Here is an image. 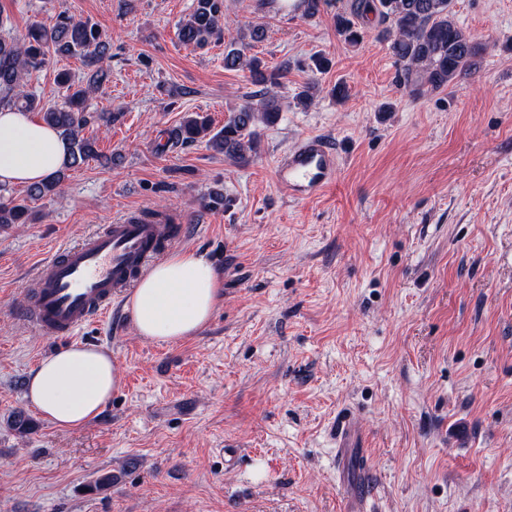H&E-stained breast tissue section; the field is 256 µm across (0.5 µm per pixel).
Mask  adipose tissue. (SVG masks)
Returning <instances> with one entry per match:
<instances>
[{"mask_svg":"<svg viewBox=\"0 0 512 512\" xmlns=\"http://www.w3.org/2000/svg\"><path fill=\"white\" fill-rule=\"evenodd\" d=\"M66 154L55 128L31 113L0 109V186L41 182L60 168ZM221 298L216 271L205 254L182 250L144 273L125 310L141 338L178 342L206 328ZM119 384L111 353L73 344L35 365L26 397L51 424L74 429L95 420Z\"/></svg>","mask_w":512,"mask_h":512,"instance_id":"ef3b65f1","label":"adipose tissue"}]
</instances>
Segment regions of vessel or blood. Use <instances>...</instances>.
<instances>
[{
  "label": "vessel or blood",
  "mask_w": 512,
  "mask_h": 512,
  "mask_svg": "<svg viewBox=\"0 0 512 512\" xmlns=\"http://www.w3.org/2000/svg\"><path fill=\"white\" fill-rule=\"evenodd\" d=\"M337 174L336 153L319 137L301 141L276 167L278 186L297 202L319 195ZM181 234L180 225L164 220L122 217L54 250L31 277L26 321L46 335L74 336L111 315L150 262Z\"/></svg>",
  "instance_id": "vessel-or-blood-1"
}]
</instances>
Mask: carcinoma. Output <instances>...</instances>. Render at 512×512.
I'll list each match as a JSON object with an SVG mask.
<instances>
[{
    "label": "carcinoma",
    "instance_id": "cac0c4a2",
    "mask_svg": "<svg viewBox=\"0 0 512 512\" xmlns=\"http://www.w3.org/2000/svg\"><path fill=\"white\" fill-rule=\"evenodd\" d=\"M196 2V8L178 29L179 40L185 45H202L224 33V0ZM450 5L451 0H352L350 14L357 18L372 14L386 25L392 54L401 66L399 81L418 91L425 86L438 89L452 83L475 65L480 52L471 35L457 25ZM9 30L10 18L0 14V107L41 113L43 121L53 126L67 145L64 168L77 167L97 156L94 144L81 136V131L88 123L87 97L108 76L109 46L99 29L62 12L49 26L31 25L21 40L8 37ZM336 31L352 45L363 39L361 30L343 14L336 15ZM51 49L81 59L88 69L77 82L66 72L59 74L58 83L65 89L62 106L45 105L25 90L29 70L42 64ZM224 68L249 71L252 83L260 87L256 101L229 113L220 129L214 128L207 116L190 115L178 129L177 140L186 144L204 139L225 158L245 163L253 151L255 127L274 122L283 110L268 86L279 84L288 68L269 73L260 61L248 59L234 48L224 51ZM60 176L58 171L28 187L27 198L40 199L55 191ZM30 212L25 202L0 197L1 226L25 224Z\"/></svg>",
    "mask_w": 512,
    "mask_h": 512
}]
</instances>
